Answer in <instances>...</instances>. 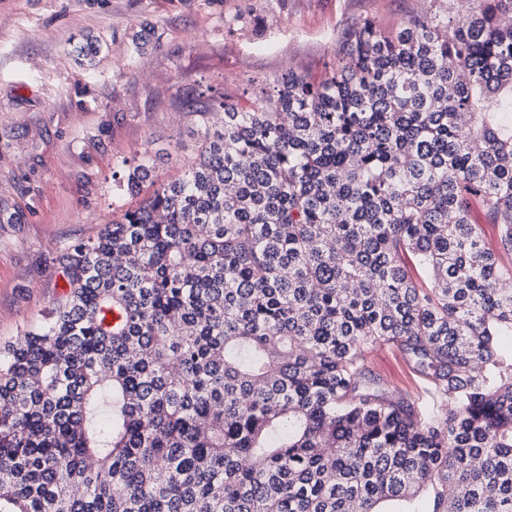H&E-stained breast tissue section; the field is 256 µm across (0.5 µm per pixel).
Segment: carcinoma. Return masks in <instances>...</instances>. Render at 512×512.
<instances>
[{"label":"carcinoma","mask_w":512,"mask_h":512,"mask_svg":"<svg viewBox=\"0 0 512 512\" xmlns=\"http://www.w3.org/2000/svg\"><path fill=\"white\" fill-rule=\"evenodd\" d=\"M446 2L220 104L63 254L0 348V512H512V0ZM367 364L371 370L381 375L390 385L410 393L419 390V384L400 358L389 345H378L367 354Z\"/></svg>","instance_id":"carcinoma-1"}]
</instances>
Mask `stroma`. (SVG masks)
Instances as JSON below:
<instances>
[{"label":"stroma","instance_id":"obj_1","mask_svg":"<svg viewBox=\"0 0 512 512\" xmlns=\"http://www.w3.org/2000/svg\"><path fill=\"white\" fill-rule=\"evenodd\" d=\"M420 0H0V345L67 291L60 258L181 178L223 99L288 70L320 78L349 28L391 29ZM152 45L137 53L136 31ZM94 67L81 65L85 36ZM156 153L140 197L117 183ZM390 385L416 379L388 345L367 355Z\"/></svg>","mask_w":512,"mask_h":512}]
</instances>
